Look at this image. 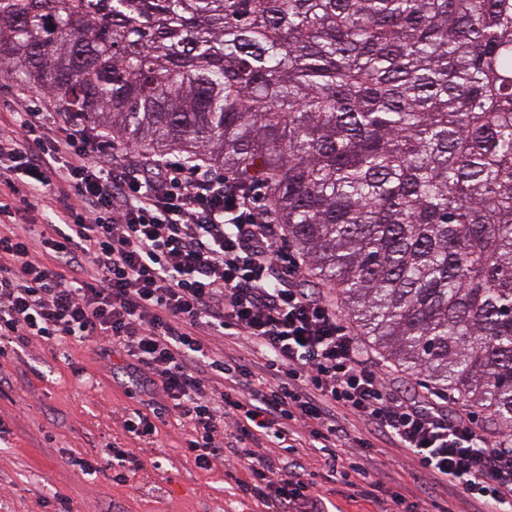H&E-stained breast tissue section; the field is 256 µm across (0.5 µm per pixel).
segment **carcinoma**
<instances>
[{
    "label": "carcinoma",
    "mask_w": 512,
    "mask_h": 512,
    "mask_svg": "<svg viewBox=\"0 0 512 512\" xmlns=\"http://www.w3.org/2000/svg\"><path fill=\"white\" fill-rule=\"evenodd\" d=\"M0 77L266 184L384 356L512 437V0H0Z\"/></svg>",
    "instance_id": "1"
}]
</instances>
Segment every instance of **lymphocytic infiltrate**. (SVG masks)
I'll return each mask as SVG.
<instances>
[{"instance_id": "lymphocytic-infiltrate-1", "label": "lymphocytic infiltrate", "mask_w": 512, "mask_h": 512, "mask_svg": "<svg viewBox=\"0 0 512 512\" xmlns=\"http://www.w3.org/2000/svg\"><path fill=\"white\" fill-rule=\"evenodd\" d=\"M0 129V356L38 338L95 342L144 376L189 429L187 453L210 469L239 449L242 495L273 512H325L319 482L343 478L378 512H426L360 461L337 409L416 458L434 482L481 512H512V444L439 397L405 396L382 373L286 244L260 190L201 163L135 157L122 165L96 129L14 112ZM49 202L32 229L28 212ZM231 334L261 367L217 354ZM267 443L274 458L256 452ZM317 450L320 470L295 459ZM209 340V341H208ZM205 341L209 342L210 347L218 349V352L227 356H241L252 359L257 362H264L257 346H253L247 340L235 337H206Z\"/></svg>"}]
</instances>
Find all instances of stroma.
Returning <instances> with one entry per match:
<instances>
[{
  "instance_id": "35a3bbf8",
  "label": "stroma",
  "mask_w": 512,
  "mask_h": 512,
  "mask_svg": "<svg viewBox=\"0 0 512 512\" xmlns=\"http://www.w3.org/2000/svg\"><path fill=\"white\" fill-rule=\"evenodd\" d=\"M56 111L44 90L0 79V114L24 107ZM144 398L118 355L87 343L52 345L34 340L0 358V512H269L239 495L248 473L237 449H225L211 468L199 469L183 444L186 429L172 414L158 420L153 446L138 448L124 428L127 413ZM138 448L142 467L126 482L101 467L89 474L72 465L106 445ZM365 468L371 478H392L406 498H424L415 481L417 461L402 448L375 441Z\"/></svg>"
}]
</instances>
